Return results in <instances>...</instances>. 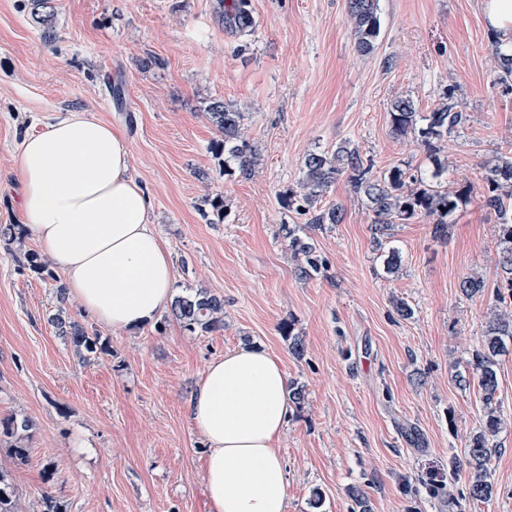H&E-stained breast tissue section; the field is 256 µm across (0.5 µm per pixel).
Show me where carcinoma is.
<instances>
[{
	"label": "carcinoma",
	"mask_w": 512,
	"mask_h": 512,
	"mask_svg": "<svg viewBox=\"0 0 512 512\" xmlns=\"http://www.w3.org/2000/svg\"><path fill=\"white\" fill-rule=\"evenodd\" d=\"M216 13L224 24L225 31L243 38L253 33L255 19L251 0H215ZM48 0H30V14L43 27L44 38L53 36L54 14L47 11ZM349 21L352 26L357 50L363 54L374 51L380 35L378 0H349ZM208 115L224 140L216 142L213 149L226 153L234 161L238 174L247 179L256 166L257 157L251 146L242 140L243 113L213 101L208 106ZM391 122L399 136L416 134L432 158L433 169L423 177L401 168H393L382 175L372 172V164L359 151L346 142L331 152H314L304 161L305 179L303 193L288 196V204L296 210L310 215L309 224L322 226L342 221V208L332 205L317 207L318 200L327 188L340 176H347L353 191L361 197L372 214L371 230L379 240L389 236L395 224H404L415 219L428 218L435 224V233L446 236L452 225L451 217L470 201V189L448 187V163L439 157V143L455 128L466 121L465 113L457 110L451 98H446L433 111L424 116L416 112L414 102L399 98L391 106ZM484 206L497 216L496 236L498 243V267L496 296L500 302L512 298V152L499 158L498 163L484 176L482 187ZM15 225L0 227V242L14 250L18 266L39 274H46L55 281L57 297L66 300L67 288L49 270V261L35 252L13 248L20 244V235ZM288 247L298 261L299 274L310 278L324 270L325 263L316 254L314 243L300 236L294 228L288 229ZM460 291L467 297L483 294L486 284L479 275H468L459 281ZM172 313L182 326L194 332L209 333L224 326V297L200 291L175 297ZM49 323L56 333L65 338L79 353L95 355L105 351L100 337L90 335L78 321L55 314ZM512 340V313L498 312L488 321L482 345L472 351L468 366L478 377L482 402L487 410L484 429L475 434L467 448L466 463L471 469L469 498L483 500L492 496L493 489L485 480V465L492 456L488 436L495 435L501 419L492 407L498 389L495 357L505 339ZM32 421L27 417H16L0 421V437L11 440L14 457L20 461L28 457L27 439ZM0 512H16V492L7 473L0 470Z\"/></svg>",
	"instance_id": "obj_1"
}]
</instances>
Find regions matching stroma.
<instances>
[{
    "label": "stroma",
    "mask_w": 512,
    "mask_h": 512,
    "mask_svg": "<svg viewBox=\"0 0 512 512\" xmlns=\"http://www.w3.org/2000/svg\"><path fill=\"white\" fill-rule=\"evenodd\" d=\"M24 2L0 0V225L22 221L23 137L93 113L128 140L176 294L223 296L224 327L191 332L166 310L142 329L112 330L76 300L58 304L50 281L18 269L0 243V419L33 422L26 463L0 442L20 512H42L46 493L62 512H207V444L189 402L210 362L242 344L270 351L305 389L279 442L287 512H349L355 487L370 512H512V341L495 358L491 498L467 499L469 468L448 469L483 425L477 381L460 383L500 306L496 217L479 188L512 151V82L498 79L483 0H379L368 55L355 49L347 0H253L256 29L244 41L225 32L213 0H49L48 42ZM449 92L467 121L444 143L448 184L474 193L448 239L417 219L375 247L372 217L343 176L322 198L342 207V223L315 228L289 209L306 156L342 142L378 175L428 168L417 138L395 134L391 105L408 97L426 113ZM214 100L244 114L242 137L258 154L250 178L225 173L212 148ZM287 226L312 238L325 271L298 276ZM391 248L402 259L394 274L381 257ZM470 274L484 277V294H461ZM399 300L412 317L397 313ZM59 311L105 352L80 354L56 335L47 318Z\"/></svg>",
    "instance_id": "1"
}]
</instances>
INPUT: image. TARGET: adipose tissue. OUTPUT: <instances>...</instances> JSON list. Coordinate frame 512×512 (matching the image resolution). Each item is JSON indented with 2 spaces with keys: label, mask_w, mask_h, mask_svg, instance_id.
<instances>
[{
  "label": "adipose tissue",
  "mask_w": 512,
  "mask_h": 512,
  "mask_svg": "<svg viewBox=\"0 0 512 512\" xmlns=\"http://www.w3.org/2000/svg\"><path fill=\"white\" fill-rule=\"evenodd\" d=\"M501 55L512 57V0H484ZM23 229L62 272L69 295L115 331L152 324L174 300L170 254L130 172L127 140L84 112L23 138ZM293 404L279 359L243 344L211 362L190 402L208 444L207 512H286L277 443Z\"/></svg>",
  "instance_id": "1"
}]
</instances>
